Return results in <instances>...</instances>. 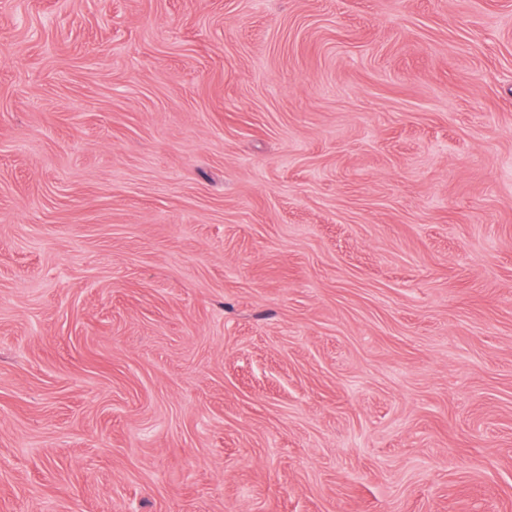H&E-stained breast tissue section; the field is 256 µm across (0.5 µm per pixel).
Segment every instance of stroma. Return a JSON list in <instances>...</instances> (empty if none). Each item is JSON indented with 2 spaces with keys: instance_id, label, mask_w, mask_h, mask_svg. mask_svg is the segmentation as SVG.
Segmentation results:
<instances>
[{
  "instance_id": "obj_1",
  "label": "stroma",
  "mask_w": 512,
  "mask_h": 512,
  "mask_svg": "<svg viewBox=\"0 0 512 512\" xmlns=\"http://www.w3.org/2000/svg\"><path fill=\"white\" fill-rule=\"evenodd\" d=\"M0 512H512V0H0Z\"/></svg>"
}]
</instances>
